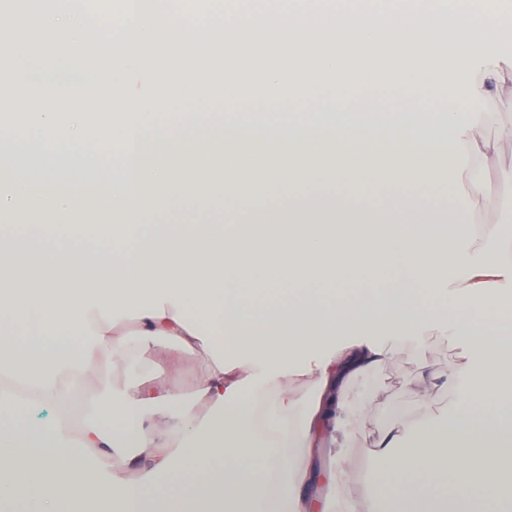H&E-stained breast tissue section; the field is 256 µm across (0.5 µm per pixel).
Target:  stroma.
Listing matches in <instances>:
<instances>
[{
	"mask_svg": "<svg viewBox=\"0 0 512 512\" xmlns=\"http://www.w3.org/2000/svg\"><path fill=\"white\" fill-rule=\"evenodd\" d=\"M479 109L484 118L475 135L495 144L497 161L491 167L481 164L470 167L461 180L493 185L494 193L479 199L476 218L481 222L506 223L512 221V99L493 96L481 103ZM126 332L125 350L109 365L105 376L117 388L141 385L153 401L147 411L145 428L153 436L165 433L180 417L185 398L205 382L211 351L198 344L182 359L175 360L170 356L165 339L146 342L137 336L134 321H127ZM423 340L427 345L425 357L414 353L412 343H399L386 367L369 372L354 383L351 398L364 422L348 447L339 449L325 442L315 448L297 449L298 460L307 465L311 473L306 489L309 512H322L321 502L328 489L327 476L340 464L349 474L346 492L351 499L357 500L373 492V485L366 479L373 445L379 432L394 420L415 419L427 413L441 414L456 404L482 407V399L472 395L470 390H456L446 385L449 374L459 362L454 336L449 335L447 329L439 328L426 332ZM100 397L101 385L98 379L92 378L66 407L35 404L26 418L33 427L43 428L64 413L76 427L85 415L86 405Z\"/></svg>",
	"mask_w": 512,
	"mask_h": 512,
	"instance_id": "35a3bbf8",
	"label": "stroma"
}]
</instances>
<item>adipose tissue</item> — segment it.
<instances>
[{
	"label": "adipose tissue",
	"instance_id": "1",
	"mask_svg": "<svg viewBox=\"0 0 512 512\" xmlns=\"http://www.w3.org/2000/svg\"><path fill=\"white\" fill-rule=\"evenodd\" d=\"M511 4L353 0L337 71L265 72L252 99L236 72L200 94L205 73L1 112L0 152L26 177L0 187L14 227L0 237V377L64 400L123 349L129 318L144 340L213 352L156 439L130 388L103 386L76 433L30 428L27 401L0 392V506L306 512L294 449L324 434L345 447L362 424L353 382L444 319L460 347L449 384L488 406L394 421L375 442L384 470L367 474L394 492L351 500L340 466L323 512H512V226L475 223L480 183L434 204L363 203L366 178L439 187L494 156L474 105L512 96ZM219 194L236 223L213 210ZM350 327L365 336L333 349ZM288 377L302 392H274ZM147 447L155 479H112L111 452Z\"/></svg>",
	"mask_w": 512,
	"mask_h": 512
}]
</instances>
